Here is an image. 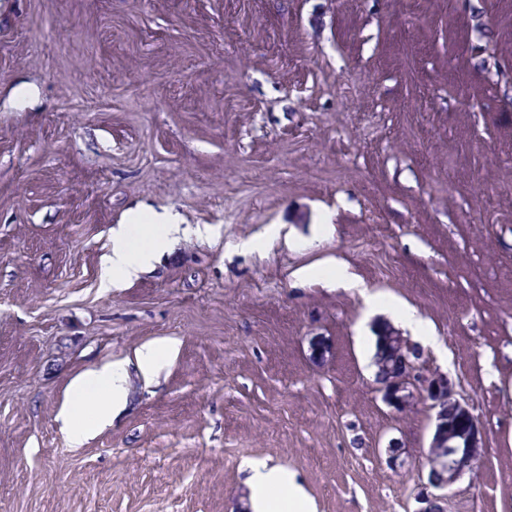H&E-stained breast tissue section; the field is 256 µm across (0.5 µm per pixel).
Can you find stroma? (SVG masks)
<instances>
[{"label":"stroma","instance_id":"stroma-1","mask_svg":"<svg viewBox=\"0 0 512 512\" xmlns=\"http://www.w3.org/2000/svg\"><path fill=\"white\" fill-rule=\"evenodd\" d=\"M508 66L512 0H0V512H249L247 459L421 512L432 414L375 390L390 307L297 279L329 257L433 326L483 428L445 512H512ZM136 210L211 235L104 289ZM162 338L71 447V380ZM176 349V342L162 340L148 343L137 350L135 354L136 368L145 380H150L156 374L161 362Z\"/></svg>","mask_w":512,"mask_h":512}]
</instances>
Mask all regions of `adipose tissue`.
Listing matches in <instances>:
<instances>
[{
  "label": "adipose tissue",
  "instance_id": "1",
  "mask_svg": "<svg viewBox=\"0 0 512 512\" xmlns=\"http://www.w3.org/2000/svg\"><path fill=\"white\" fill-rule=\"evenodd\" d=\"M188 230L174 217L133 215L112 229V249L102 264L101 285L120 288L150 268ZM127 361L91 370L72 381L59 418L72 446H80L110 414L127 404ZM251 512H313L312 503L293 474L261 460L249 461Z\"/></svg>",
  "mask_w": 512,
  "mask_h": 512
}]
</instances>
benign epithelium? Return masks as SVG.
<instances>
[{
  "mask_svg": "<svg viewBox=\"0 0 512 512\" xmlns=\"http://www.w3.org/2000/svg\"><path fill=\"white\" fill-rule=\"evenodd\" d=\"M403 351L402 371L390 380V387H377L383 402L401 413L411 408L416 397L429 402L434 413V432L430 447L448 449V457H428L430 470L447 471V478L431 486L439 489L450 486L465 471L477 468L480 449L483 447L481 427L472 413L471 407L458 397L456 385L448 375L439 371L423 373L420 350L405 337L398 336ZM453 414L465 422L461 435L464 447L455 444L456 436L448 432V414Z\"/></svg>",
  "mask_w": 512,
  "mask_h": 512,
  "instance_id": "benign-epithelium-1",
  "label": "benign epithelium"
}]
</instances>
